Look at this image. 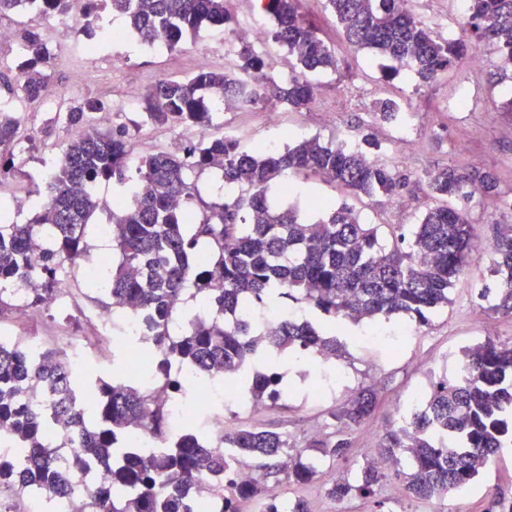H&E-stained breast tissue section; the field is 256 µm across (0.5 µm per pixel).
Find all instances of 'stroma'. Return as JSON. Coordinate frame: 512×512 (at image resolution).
<instances>
[{"instance_id": "stroma-1", "label": "stroma", "mask_w": 512, "mask_h": 512, "mask_svg": "<svg viewBox=\"0 0 512 512\" xmlns=\"http://www.w3.org/2000/svg\"><path fill=\"white\" fill-rule=\"evenodd\" d=\"M408 6L418 16L447 19L448 37H465L462 0H409ZM300 9L335 50L340 61L338 71L311 75L317 87L315 98L301 109L276 101L247 110L226 106L216 118L221 132L237 139L245 150L256 143H272L281 149L300 138L317 136L328 142L372 132L379 157L405 180L400 195L357 197L314 177L299 179L296 192L301 200L318 197L349 204L366 224L416 223L433 203L420 180L424 170L452 166L490 172L497 179L498 197H475L467 208L476 239L485 245L492 243L498 229L512 225V210L502 205L503 200L512 199V114L496 109L497 104L512 99V78L499 75L493 67L495 50L487 49L486 65L474 68L459 63L441 72L431 86L423 87L408 68L350 46L324 0H301ZM199 38L211 45L208 59L202 62L184 48L149 49L133 39L121 43L99 39L89 51L74 24L55 26L49 33L57 49L49 94L23 106L16 141L24 152L16 157L14 169L0 177V193L24 195L43 184L45 160L78 134L77 128L52 121L54 113L65 110L70 102L97 97L109 103L114 91L128 85L143 93L162 78L185 79L201 70L223 69V29L202 30ZM116 54L121 55L122 65L111 64ZM78 70L83 71L84 78L77 83L73 75ZM385 99L399 104L400 123L376 121V106ZM272 112L278 115L274 125L268 122ZM117 120L128 127L138 156L159 150L177 154L194 139L193 130L187 128L140 124L134 109L119 112ZM448 297L447 307L432 313L426 325L410 324L405 316L387 320L389 331L405 324L412 330L394 347L368 342L361 326L346 324L337 335L342 345L338 363L350 377L337 384L333 394L303 400V384L292 368L286 398L262 414L243 411L232 418L235 426L290 436L301 448L304 461L314 464L317 474L307 483L289 484L282 477H270L267 485L274 495L304 499L312 512H489L493 499L512 501V453L498 457L468 490L443 500L393 495V487L402 483L396 476L374 495H360L340 506L325 495L326 486L339 476L356 473L375 454L386 433L400 425L399 405L418 394L429 396L432 384L445 375L441 355L446 349L464 348L490 338L512 340V315L494 308L496 278L490 256L477 259L473 273L456 281ZM70 329L67 320L52 312L0 316V331L13 336L28 333L39 337L48 348L54 347L56 336ZM367 386L377 393L373 413L359 425L339 429L332 413ZM339 430L351 443L343 458L329 460L310 448L313 437L331 436Z\"/></svg>"}]
</instances>
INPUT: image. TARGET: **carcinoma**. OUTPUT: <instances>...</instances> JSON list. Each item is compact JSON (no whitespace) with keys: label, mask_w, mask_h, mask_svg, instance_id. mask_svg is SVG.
Instances as JSON below:
<instances>
[{"label":"carcinoma","mask_w":512,"mask_h":512,"mask_svg":"<svg viewBox=\"0 0 512 512\" xmlns=\"http://www.w3.org/2000/svg\"><path fill=\"white\" fill-rule=\"evenodd\" d=\"M72 0H0V17L33 14L40 21L67 16ZM273 21L271 37L294 61L297 75L278 83L268 75L267 59L240 42L224 70H203L184 80L160 79L144 96L142 122L171 127H206L208 137L190 143L180 154L158 151L134 157L123 125L102 124L112 107L95 98L73 102L57 112L55 124L80 126L84 133L66 144L46 179V191L33 217L13 219L14 206L0 199V315L17 309H42L66 295L67 269L90 261L87 227L99 211L109 210V236L117 263L90 285L106 297L99 307L120 317L141 313L156 344L149 371L166 379L177 395L180 380L167 377L174 361L205 373L224 375V382L246 385L253 400L267 407L286 391L280 372L285 358L302 348L338 357L341 344L332 331L345 322L360 324L382 316L407 315L420 325L448 305V291L470 271L480 245L467 209L448 200L470 201L496 189L488 173L453 167L430 169L423 178L441 203L427 209L409 234L391 224L396 244L379 243V226L365 224L345 204L320 199L303 211L295 205H272L274 182L288 192V178L315 176L355 195H397L405 186L392 168L372 158L361 143L319 137L303 139L282 151L240 149L237 140L218 131L215 109L224 104L253 107L269 99L295 109L308 106L315 86L307 74L336 71L334 50L305 18L299 0H259ZM408 0H326V8L346 40L399 63L408 62L427 86L468 51L462 40L438 36L406 7ZM226 0H84L78 35L93 39L102 31L105 11L123 18L125 27L146 46L173 50L187 36L229 22ZM466 31L476 44L496 48V66L512 71V0H468ZM23 52L16 84L1 72L8 97L0 98V174L14 166L15 134L24 103L48 91L55 52L39 27L20 35ZM258 80L247 89L241 77ZM386 123L401 119L396 102L377 110ZM208 170L220 172L228 194L205 200L197 180ZM117 181L124 191L106 206L94 194L96 185ZM43 240L39 262L32 261V242ZM497 276L495 308L512 311V229L499 231L491 244ZM306 304L318 322L239 318L241 309L267 301ZM197 311L187 310L189 302ZM183 317L187 328L172 335L170 322ZM466 373L433 384L426 403L405 424L387 432L379 448L384 461L399 463L411 455L414 471L405 475L404 490L417 499L462 491L512 446V341L481 343L463 350ZM69 359L61 350L31 354L9 336L0 335V438L27 449V459L0 454V493L28 489L34 494L66 496L63 465L95 466L90 496L94 512H211L198 496L202 478H224V449L235 460L257 459L256 479L236 486L222 512H238L241 497L264 500L266 512H278L279 499L265 484L269 459L290 483L313 479V464L288 437L270 430L232 427L211 443L198 428L186 425L170 439L166 404L137 380L120 374L76 385L67 376ZM59 389L61 401L50 407L44 397ZM96 407L87 416V404ZM375 404L370 388L332 414L342 427L365 420ZM142 425L168 447L150 456L122 447L125 429ZM59 438L48 443L51 430ZM309 447L338 459L351 442L314 438ZM387 475L378 462L366 461L355 478L342 476L325 495L343 503L370 494Z\"/></svg>","instance_id":"cac0c4a2"}]
</instances>
